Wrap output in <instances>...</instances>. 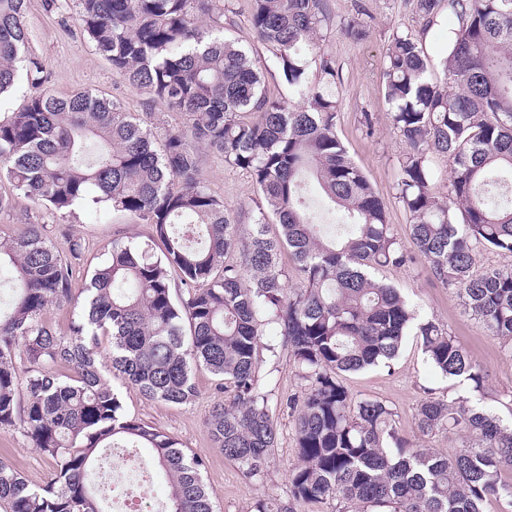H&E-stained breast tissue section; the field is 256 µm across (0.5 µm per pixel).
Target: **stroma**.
I'll return each mask as SVG.
<instances>
[{
	"mask_svg": "<svg viewBox=\"0 0 512 512\" xmlns=\"http://www.w3.org/2000/svg\"><path fill=\"white\" fill-rule=\"evenodd\" d=\"M232 10L225 19L224 34L249 51L260 62L269 52L250 27L249 0H229ZM328 19L320 29L319 44L334 60L338 77L334 92L339 103L336 134L355 165L364 173L387 206L392 233L408 241L410 215L397 197L399 161L406 151L400 134L393 128L384 97V52L393 36H419L423 21L414 12L411 0H326ZM76 0H28L24 23L29 50L43 64L47 81L44 91L65 96L90 90L107 98H120L127 111L150 114L153 125L172 127L181 116L163 102L129 86L96 50L79 27ZM365 20L368 35L354 41L348 38V23ZM201 173L205 184L224 202L237 220L250 217L266 202L250 178L224 164L221 157L202 155ZM0 194L14 195L12 207L0 210V234L13 235L23 225H44L46 235L66 250L69 237L80 238L84 260L74 268L73 285L82 288L91 270L106 258L108 245L115 239L132 240L147 246L153 242V229L136 224L121 212L79 206L61 214L13 192L8 180H0ZM379 280L393 285L421 317L435 320L457 337L472 357L488 373L482 403L502 418L512 417V355L499 341L468 315L454 290L436 281L423 260L401 268L378 270ZM260 383L268 394V408L277 424V446L263 475L247 476L242 467L225 459L215 447L206 427L215 403L224 400L214 377L198 369L194 381L196 399L188 405L173 406L144 398L124 379L110 376L130 417L141 420L175 437L186 451L204 460L203 484L215 512H255L259 500L274 499L291 503L289 471L297 462L294 418L285 401L301 394L305 381L289 363L263 360ZM342 380L354 399L375 398L392 409L400 435L416 433V413L428 393L455 397L463 388L438 374L428 363L417 336H406L397 358L388 367H375L343 374ZM0 458L34 486L45 484L53 472L52 462L40 455L26 438L10 428L0 429Z\"/></svg>",
	"mask_w": 512,
	"mask_h": 512,
	"instance_id": "1",
	"label": "stroma"
}]
</instances>
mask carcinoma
Masks as SVG:
<instances>
[{
	"label": "carcinoma",
	"instance_id": "cac0c4a2",
	"mask_svg": "<svg viewBox=\"0 0 512 512\" xmlns=\"http://www.w3.org/2000/svg\"><path fill=\"white\" fill-rule=\"evenodd\" d=\"M324 2L251 0V27L298 100L292 105L272 97L263 68L225 38L226 0H78L77 19L112 69L184 117L158 133L117 97L43 92L45 69L28 50L27 0H0V95L21 66L35 89L0 118L5 175L61 213L80 205L123 211L152 225L162 244L152 256L112 240L64 337L45 314L75 304L82 243L68 239L64 254L41 224L0 239V274L11 282L0 305V428L19 430L56 465L49 482L32 486L0 459V512H104L98 469L121 442L151 449L142 465L167 477V512H213L204 460L128 417L104 372L181 406L198 394L194 369L208 370L232 397L210 412L212 441L257 476L278 435L259 390L262 349L273 359L287 350L308 382L302 397L286 400L297 413L296 502L330 512H483L495 499L512 512V479H503L512 473V426L467 397L430 393L417 409L420 436L462 440L459 452L441 457L400 436L384 402L354 400L340 379L389 365L412 328L438 373L483 393L484 370L456 338L373 276L418 257L512 355V267L474 271L482 250L512 256V0H412L422 35H396L386 49L385 99L409 146L396 183L411 216L408 247L336 135V68L317 39ZM445 11L457 27L448 30L438 79L426 37ZM202 148L247 173L269 210L247 226L233 222L201 179ZM431 154L448 158L444 199L432 190ZM310 180L324 207L340 213L332 233L310 212ZM271 214L281 228L274 237ZM285 251L291 273L279 265ZM290 276L299 282L293 291Z\"/></svg>",
	"mask_w": 512,
	"mask_h": 512
}]
</instances>
